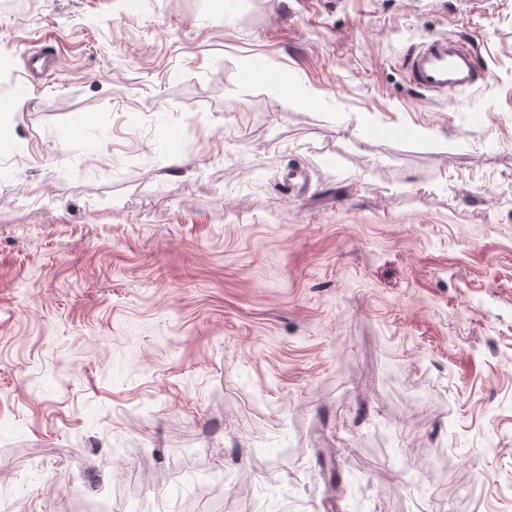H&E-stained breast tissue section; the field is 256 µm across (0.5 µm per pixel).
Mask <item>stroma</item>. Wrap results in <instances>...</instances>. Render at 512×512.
Instances as JSON below:
<instances>
[{
    "mask_svg": "<svg viewBox=\"0 0 512 512\" xmlns=\"http://www.w3.org/2000/svg\"><path fill=\"white\" fill-rule=\"evenodd\" d=\"M0 126V512H512V0H20ZM401 67L414 88L444 96L475 83L478 60L473 43L449 30L408 47ZM57 64V54L47 50V47L28 55V72L31 76L39 74L47 76L57 67Z\"/></svg>",
    "mask_w": 512,
    "mask_h": 512,
    "instance_id": "35a3bbf8",
    "label": "stroma"
}]
</instances>
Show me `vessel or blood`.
<instances>
[{"instance_id":"vessel-or-blood-1","label":"vessel or blood","mask_w":512,"mask_h":512,"mask_svg":"<svg viewBox=\"0 0 512 512\" xmlns=\"http://www.w3.org/2000/svg\"><path fill=\"white\" fill-rule=\"evenodd\" d=\"M57 64V54L47 49L29 54V76L16 84L15 98L28 97L33 76L49 75ZM401 67L414 88L433 96H444L474 84L478 60L473 43L449 30L408 47Z\"/></svg>"}]
</instances>
